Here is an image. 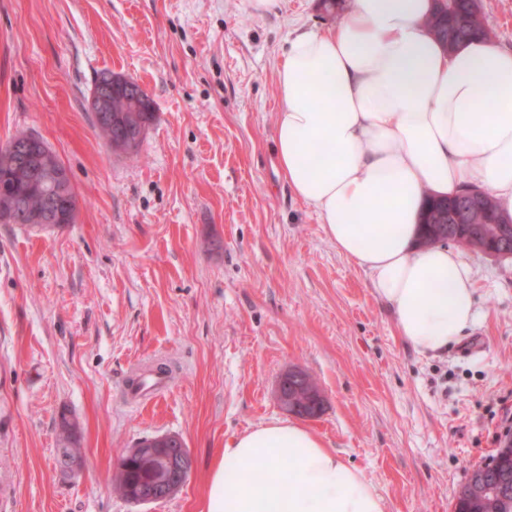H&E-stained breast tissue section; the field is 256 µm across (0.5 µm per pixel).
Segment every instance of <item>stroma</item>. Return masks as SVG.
I'll use <instances>...</instances> for the list:
<instances>
[{
    "label": "stroma",
    "instance_id": "35a3bbf8",
    "mask_svg": "<svg viewBox=\"0 0 512 512\" xmlns=\"http://www.w3.org/2000/svg\"><path fill=\"white\" fill-rule=\"evenodd\" d=\"M322 0H0V144L39 135L68 168L74 223L0 224V512H201L231 437L274 418L297 367L324 394L309 429L361 470L387 512H453L472 468L512 429V258L462 249L479 318L437 355L414 351L368 275L323 235L273 149L287 35L335 26ZM112 72L156 119L112 151L88 99ZM165 365L156 396L125 400ZM79 425L78 476L57 463ZM180 436L175 495L112 489L144 437Z\"/></svg>",
    "mask_w": 512,
    "mask_h": 512
}]
</instances>
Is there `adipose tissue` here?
<instances>
[{
  "label": "adipose tissue",
  "mask_w": 512,
  "mask_h": 512,
  "mask_svg": "<svg viewBox=\"0 0 512 512\" xmlns=\"http://www.w3.org/2000/svg\"><path fill=\"white\" fill-rule=\"evenodd\" d=\"M434 9L350 0L335 29L289 39L273 134L292 192L423 355L478 320L470 265L446 243H416L425 198L477 189L512 218V48L476 39L446 49L426 26ZM203 512L387 508L320 435L277 418L225 444Z\"/></svg>",
  "instance_id": "ef3b65f1"
}]
</instances>
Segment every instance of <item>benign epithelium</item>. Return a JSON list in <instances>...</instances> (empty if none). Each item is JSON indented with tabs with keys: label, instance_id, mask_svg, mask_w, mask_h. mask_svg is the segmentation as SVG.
Listing matches in <instances>:
<instances>
[{
	"label": "benign epithelium",
	"instance_id": "7a95c632",
	"mask_svg": "<svg viewBox=\"0 0 512 512\" xmlns=\"http://www.w3.org/2000/svg\"><path fill=\"white\" fill-rule=\"evenodd\" d=\"M136 83L117 74L105 73L93 88L88 106L97 122L116 130L111 138L110 146L118 151L133 149L146 132L147 123L138 116L144 106H133L127 113H115L112 99L129 92ZM0 154L6 157L23 179L38 184H49L54 193L43 199L42 206L26 213L29 221L52 227L66 221H74L77 210L70 204V180L65 167L55 163L47 152L41 150L32 138L19 134L0 146ZM482 204V197L471 194V203L456 206L448 212V227L470 223L471 213ZM301 378L300 370L291 369L284 373L277 385V399L280 406L297 414L296 403L286 390L287 382ZM168 438L165 436L142 440L130 455L136 457L148 469L154 478L152 487L162 488L163 495L175 494L184 484L182 476L192 470L193 458L187 448L174 450L166 447ZM482 489V496L498 499L512 494V472L500 470L492 479L483 473H475L469 484L459 489L458 495L471 496L476 488Z\"/></svg>",
	"mask_w": 512,
	"mask_h": 512
}]
</instances>
